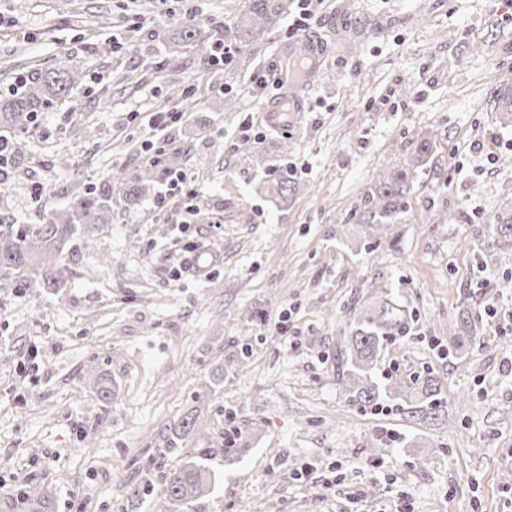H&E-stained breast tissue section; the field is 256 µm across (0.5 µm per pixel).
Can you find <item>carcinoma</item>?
Here are the masks:
<instances>
[{"label":"carcinoma","instance_id":"cac0c4a2","mask_svg":"<svg viewBox=\"0 0 512 512\" xmlns=\"http://www.w3.org/2000/svg\"><path fill=\"white\" fill-rule=\"evenodd\" d=\"M251 33L255 36L274 25L286 10L285 0H249ZM201 38L198 27L189 22L178 24L175 42L190 47ZM79 83V74L65 65L35 70L23 77L21 87L0 93V129L9 131L6 170L11 172L25 158L28 140L33 136L40 113L52 109L70 97ZM500 118L512 123V79L500 82L494 99ZM432 149V140L425 137L414 144L407 167L382 172L371 191L355 212L360 224H389L406 211L413 190L414 171L422 165ZM159 162L152 161L132 176L133 189L129 201L149 193ZM501 236H512V213L493 214L488 218ZM112 223V183L94 186L56 209L41 224H11L0 220V288L57 290L65 287L71 268L61 264L66 245L78 233L89 234L101 224ZM409 330L405 310L389 299L350 314L347 337L348 354L344 391L350 402L361 407L374 404L391 395L417 408L422 402L437 407L439 387L433 378L410 384L396 380L387 384L373 376L377 358L393 339ZM196 424V416L185 414L167 428L165 441L173 446L187 438ZM215 448H198L186 455L183 462L165 475L162 495L167 506L181 512H193L199 499L211 494L216 483L210 461Z\"/></svg>","mask_w":512,"mask_h":512}]
</instances>
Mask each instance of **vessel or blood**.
Instances as JSON below:
<instances>
[{"label": "vessel or blood", "instance_id": "b4317fda", "mask_svg": "<svg viewBox=\"0 0 512 512\" xmlns=\"http://www.w3.org/2000/svg\"><path fill=\"white\" fill-rule=\"evenodd\" d=\"M321 53L320 43L313 38L305 37L294 43L289 53L290 61L280 72L281 94L264 106L268 124L279 125L284 112L300 111L301 90L306 83L313 80Z\"/></svg>", "mask_w": 512, "mask_h": 512}]
</instances>
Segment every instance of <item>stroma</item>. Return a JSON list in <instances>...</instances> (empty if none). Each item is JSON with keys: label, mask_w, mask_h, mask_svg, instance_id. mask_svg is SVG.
<instances>
[{"label": "stroma", "mask_w": 512, "mask_h": 512, "mask_svg": "<svg viewBox=\"0 0 512 512\" xmlns=\"http://www.w3.org/2000/svg\"><path fill=\"white\" fill-rule=\"evenodd\" d=\"M242 43L244 0H0V89L64 65L80 81L45 112L0 211L37 224L94 185L112 184V221L63 253L65 288H0V512H160L165 474L197 448L233 443L212 464L197 512H512V238L487 218L512 210V126L491 97L512 72L502 0H318L324 52L305 109L267 124L252 74L275 77L295 0ZM190 19L205 37L168 43ZM233 45L213 64L215 40ZM178 112L168 166L138 204L123 178L151 158L148 116ZM252 120L255 138L240 132ZM93 136H86V129ZM434 139L394 224L352 217L380 172ZM495 163H487V153ZM294 190L258 194L275 168ZM191 176L188 231L170 195ZM111 255L109 267L99 258ZM182 274H174V264ZM387 291L409 335L376 377L436 378L435 413L400 401L361 408L337 379V325ZM491 305L498 320L481 315ZM291 313L295 348L267 319ZM469 314L473 336L448 326ZM114 390L103 405L87 371ZM224 382L208 383L216 369ZM178 447L165 429L188 411ZM312 465L309 482L293 469Z\"/></svg>", "instance_id": "obj_1"}]
</instances>
